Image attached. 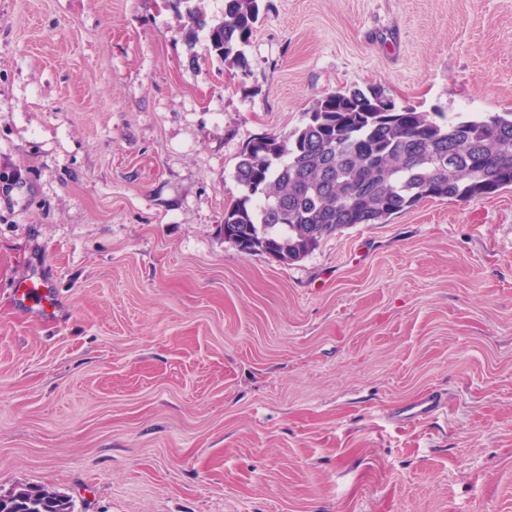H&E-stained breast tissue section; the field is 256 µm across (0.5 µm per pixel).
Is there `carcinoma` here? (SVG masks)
Wrapping results in <instances>:
<instances>
[{"label":"carcinoma","mask_w":512,"mask_h":512,"mask_svg":"<svg viewBox=\"0 0 512 512\" xmlns=\"http://www.w3.org/2000/svg\"><path fill=\"white\" fill-rule=\"evenodd\" d=\"M209 28V50L247 70L246 48L263 0H224L222 18L188 10ZM391 100L376 85L324 95L286 136L266 135L240 154L241 195L224 210V239L244 253L274 249L300 261L357 224H384L425 199L459 201L512 187V111L449 120ZM452 156L454 168L439 164ZM0 512H72L44 489L0 496Z\"/></svg>","instance_id":"1"}]
</instances>
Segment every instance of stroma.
<instances>
[{
    "instance_id": "1",
    "label": "stroma",
    "mask_w": 512,
    "mask_h": 512,
    "mask_svg": "<svg viewBox=\"0 0 512 512\" xmlns=\"http://www.w3.org/2000/svg\"><path fill=\"white\" fill-rule=\"evenodd\" d=\"M264 4L243 73L189 27L224 0H0V495L512 512V189L294 263L223 227L246 145L325 94L512 109V0ZM32 276L55 319L16 302Z\"/></svg>"
}]
</instances>
